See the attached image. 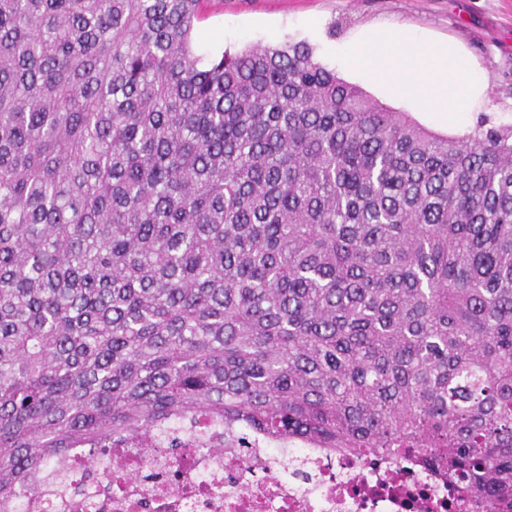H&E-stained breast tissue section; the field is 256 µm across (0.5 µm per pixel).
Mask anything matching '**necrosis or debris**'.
<instances>
[{
    "label": "necrosis or debris",
    "mask_w": 512,
    "mask_h": 512,
    "mask_svg": "<svg viewBox=\"0 0 512 512\" xmlns=\"http://www.w3.org/2000/svg\"><path fill=\"white\" fill-rule=\"evenodd\" d=\"M187 424L180 461L166 448L143 455L85 450L44 467L36 492L0 501V512H481L457 484L412 458L365 456L280 444H240L227 432L220 451L197 450Z\"/></svg>",
    "instance_id": "4bbe7bcc"
}]
</instances>
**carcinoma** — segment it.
Wrapping results in <instances>:
<instances>
[{
  "label": "carcinoma",
  "instance_id": "cac0c4a2",
  "mask_svg": "<svg viewBox=\"0 0 512 512\" xmlns=\"http://www.w3.org/2000/svg\"><path fill=\"white\" fill-rule=\"evenodd\" d=\"M203 0H0V499L184 423L512 501V122L434 131Z\"/></svg>",
  "mask_w": 512,
  "mask_h": 512
}]
</instances>
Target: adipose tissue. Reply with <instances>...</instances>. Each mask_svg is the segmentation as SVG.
<instances>
[{
	"mask_svg": "<svg viewBox=\"0 0 512 512\" xmlns=\"http://www.w3.org/2000/svg\"><path fill=\"white\" fill-rule=\"evenodd\" d=\"M339 52L393 101L443 115L451 130L464 129L482 102L485 84L474 58L460 46L419 39L406 26L361 33Z\"/></svg>",
	"mask_w": 512,
	"mask_h": 512,
	"instance_id": "adipose-tissue-1",
	"label": "adipose tissue"
}]
</instances>
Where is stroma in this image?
<instances>
[{"instance_id": "1", "label": "stroma", "mask_w": 512, "mask_h": 512, "mask_svg": "<svg viewBox=\"0 0 512 512\" xmlns=\"http://www.w3.org/2000/svg\"><path fill=\"white\" fill-rule=\"evenodd\" d=\"M395 22L438 45L464 47L486 78L483 111L512 121V0H204L194 45L211 58L304 40L322 64L386 104L389 96L351 69L336 47L361 30Z\"/></svg>"}]
</instances>
